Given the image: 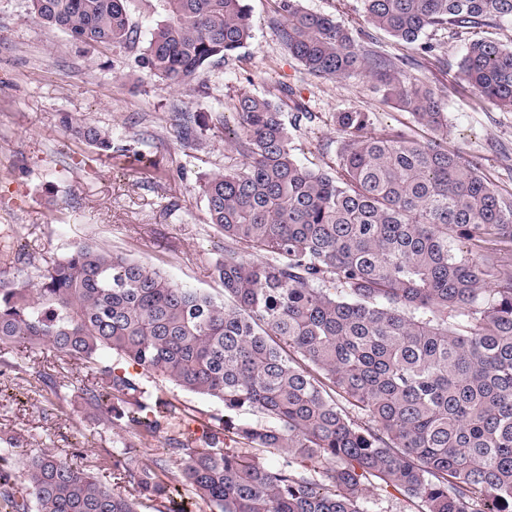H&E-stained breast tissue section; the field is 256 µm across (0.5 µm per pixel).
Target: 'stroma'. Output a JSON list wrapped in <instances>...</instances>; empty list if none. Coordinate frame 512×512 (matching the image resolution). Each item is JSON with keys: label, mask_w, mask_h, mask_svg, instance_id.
<instances>
[{"label": "stroma", "mask_w": 512, "mask_h": 512, "mask_svg": "<svg viewBox=\"0 0 512 512\" xmlns=\"http://www.w3.org/2000/svg\"><path fill=\"white\" fill-rule=\"evenodd\" d=\"M253 37L236 59L214 62L190 86L168 89L140 63L162 0H131L138 29L134 48L90 46L38 23L27 0H0V268L35 274L44 260L77 244H94L160 268L173 282L221 296L213 265L224 236L208 222L205 175L233 156L225 144L237 130L233 105L244 91L279 99L284 114L302 103L311 119L290 129L297 159L326 169L336 163L335 113H370L376 129L405 130L413 117L384 102L367 77L318 78L280 43L271 0H248ZM333 16L364 45L408 58L409 72L432 89L448 90V144L476 164L497 188L512 191V111L477 105L458 80L463 43L447 31L422 40L437 47L441 65L366 22L360 0H303ZM296 101L280 100V85ZM195 132L184 138L176 113ZM82 119L131 140L136 157L107 158L79 141L67 119ZM59 393L44 398L29 374L0 376V437L20 440L18 455L44 446L59 453L119 447L123 434L80 407L76 394L91 377L75 366L56 370ZM154 394L174 397L198 430L220 413L209 397L159 377Z\"/></svg>", "instance_id": "1"}]
</instances>
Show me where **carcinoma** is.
Returning <instances> with one entry per match:
<instances>
[{"label":"carcinoma","instance_id":"carcinoma-1","mask_svg":"<svg viewBox=\"0 0 512 512\" xmlns=\"http://www.w3.org/2000/svg\"><path fill=\"white\" fill-rule=\"evenodd\" d=\"M163 2L168 18L142 65L169 88L252 38L245 0ZM271 2L279 40L309 74L374 78L417 129L378 130L367 112H338L336 168H309L280 106L241 93L237 163L203 183L209 223L224 234L221 299L90 244L34 277L0 270V345L48 347L90 373L81 405L127 435L103 468L138 492H115L66 455L21 458L17 439L0 438V512H139L142 498L157 512H190L185 493L209 512H365L364 496L388 487L424 512H512V263L502 260L512 192L445 145V94L411 77L406 59L366 48L302 0ZM126 3L28 7L77 41L126 48L137 42ZM361 6L405 44L428 30L462 38L458 69L477 100L512 109V47L484 36L512 24V0ZM74 133L100 155L130 151L86 122ZM5 372L57 394L53 374L0 354ZM152 375L223 413L199 436L169 432L175 410L146 387Z\"/></svg>","mask_w":512,"mask_h":512}]
</instances>
